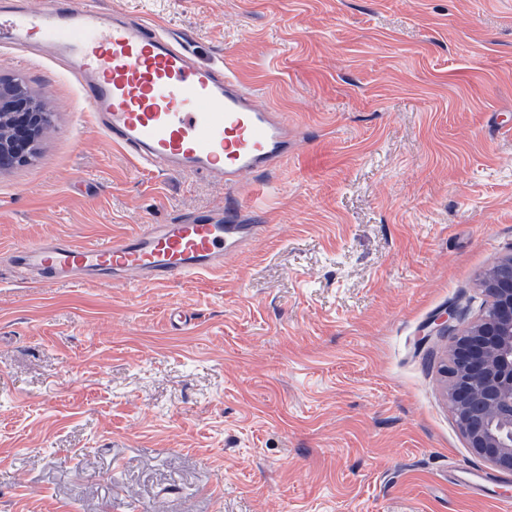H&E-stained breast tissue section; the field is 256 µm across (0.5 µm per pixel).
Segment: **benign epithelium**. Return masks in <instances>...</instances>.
<instances>
[{
	"label": "benign epithelium",
	"mask_w": 512,
	"mask_h": 512,
	"mask_svg": "<svg viewBox=\"0 0 512 512\" xmlns=\"http://www.w3.org/2000/svg\"><path fill=\"white\" fill-rule=\"evenodd\" d=\"M54 109L15 77L0 76V172L31 160L50 128ZM489 304L481 318L455 335L446 397L471 452L512 472V255L481 279Z\"/></svg>",
	"instance_id": "7a95c632"
}]
</instances>
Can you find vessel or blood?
Instances as JSON below:
<instances>
[{"label":"vessel or blood","instance_id":"1","mask_svg":"<svg viewBox=\"0 0 512 512\" xmlns=\"http://www.w3.org/2000/svg\"><path fill=\"white\" fill-rule=\"evenodd\" d=\"M34 44L65 67L102 131L145 165L234 186L283 166L293 151L282 113L260 105L229 70L196 64L157 25L116 13L104 28L94 0L0 11V47ZM263 230L243 208L228 207L220 219L148 224L106 244L33 242L15 258L45 278L109 270L164 286L222 267Z\"/></svg>","mask_w":512,"mask_h":512}]
</instances>
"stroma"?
<instances>
[{
    "instance_id": "35a3bbf8",
    "label": "stroma",
    "mask_w": 512,
    "mask_h": 512,
    "mask_svg": "<svg viewBox=\"0 0 512 512\" xmlns=\"http://www.w3.org/2000/svg\"><path fill=\"white\" fill-rule=\"evenodd\" d=\"M98 3L187 36L296 149L261 189L148 171L48 50L0 57L56 106L0 174V512H500L512 474L468 448L429 325L475 321L512 254V0ZM230 197L267 229L213 273L40 282L10 258Z\"/></svg>"
}]
</instances>
